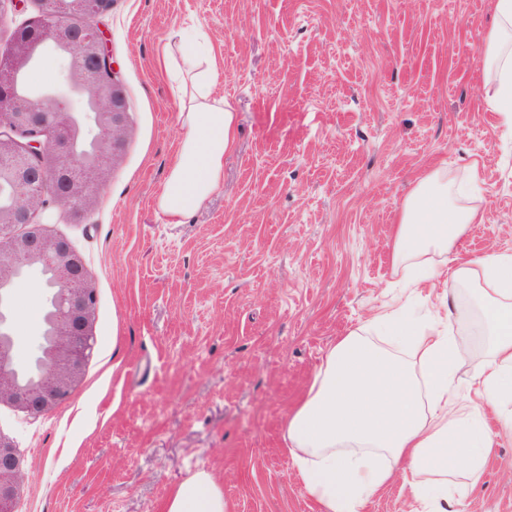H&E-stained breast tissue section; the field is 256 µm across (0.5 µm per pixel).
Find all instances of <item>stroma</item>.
<instances>
[{
  "mask_svg": "<svg viewBox=\"0 0 512 512\" xmlns=\"http://www.w3.org/2000/svg\"><path fill=\"white\" fill-rule=\"evenodd\" d=\"M495 0H112L98 21L131 125L93 211L44 220L82 256L96 293L94 349L53 411L0 404L25 464L18 512H161L204 469L228 512H318L282 424L329 347L404 292L391 263L417 177L479 176L484 216L460 254L512 252V129L485 109L478 57ZM200 30L238 113L224 185L178 224L155 207L181 136L156 68L167 37ZM474 287L450 331L474 356ZM45 291L14 287L16 356L32 360ZM512 401L487 412L492 447L455 512H512Z\"/></svg>",
  "mask_w": 512,
  "mask_h": 512,
  "instance_id": "35a3bbf8",
  "label": "stroma"
}]
</instances>
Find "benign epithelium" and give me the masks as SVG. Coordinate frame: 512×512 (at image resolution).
I'll return each instance as SVG.
<instances>
[{
	"instance_id": "obj_1",
	"label": "benign epithelium",
	"mask_w": 512,
	"mask_h": 512,
	"mask_svg": "<svg viewBox=\"0 0 512 512\" xmlns=\"http://www.w3.org/2000/svg\"><path fill=\"white\" fill-rule=\"evenodd\" d=\"M41 14L14 25L0 53V303L19 271H46L61 298L41 341L45 373L26 383L13 367L17 320L0 324V403L41 415L64 401L82 379L94 345V291L68 240L47 234L41 216L54 207L72 216L99 198L129 127L124 86L96 25L60 27L78 0H40ZM41 50L64 58L61 73L39 88L23 85ZM23 460L0 435V512H16Z\"/></svg>"
}]
</instances>
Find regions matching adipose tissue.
Wrapping results in <instances>:
<instances>
[{
	"label": "adipose tissue",
	"mask_w": 512,
	"mask_h": 512,
	"mask_svg": "<svg viewBox=\"0 0 512 512\" xmlns=\"http://www.w3.org/2000/svg\"><path fill=\"white\" fill-rule=\"evenodd\" d=\"M485 39L486 102L512 127V0H495ZM159 64L181 104L182 138L157 197L159 212L175 224L222 187L237 114L215 92L220 64L213 47L190 55L169 40ZM477 185L473 179L456 188L440 170L427 171L398 215L392 264L408 287L441 284L443 310L403 304L339 339L285 420L288 453L319 512H364L398 472L428 512H450L466 483L482 474L491 448L484 414L512 397V255L450 265L430 260L447 255L467 225L482 223L478 208L459 202ZM477 276L488 347L476 375L482 403L474 406L456 384L471 349L449 336L447 325L458 310L457 288ZM163 512H228L224 489L211 472L196 471L171 490Z\"/></svg>",
	"instance_id": "ef3b65f1"
}]
</instances>
